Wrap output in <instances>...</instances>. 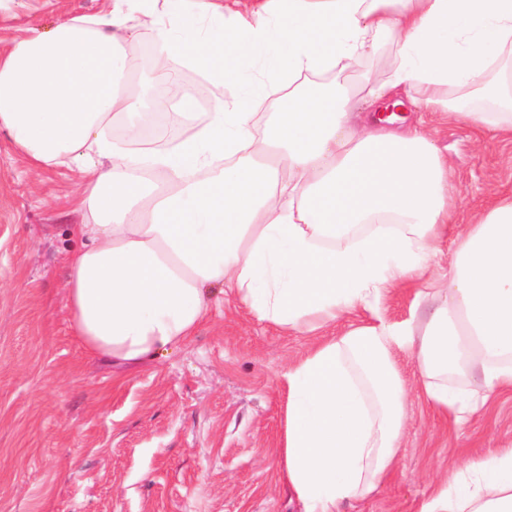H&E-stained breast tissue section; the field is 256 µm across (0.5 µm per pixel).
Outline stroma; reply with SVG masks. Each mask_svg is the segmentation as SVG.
Returning <instances> with one entry per match:
<instances>
[{
    "label": "stroma",
    "instance_id": "stroma-1",
    "mask_svg": "<svg viewBox=\"0 0 512 512\" xmlns=\"http://www.w3.org/2000/svg\"><path fill=\"white\" fill-rule=\"evenodd\" d=\"M112 0H0V50L21 29L53 28ZM396 43L378 37L345 70L312 76L365 96L397 64ZM172 83L161 111L188 91L204 101L224 90L167 60ZM451 172L457 223L512 196V142L477 137L465 124L406 109ZM87 174H33L0 133V512H298L278 479L286 392L282 374L314 342L366 322L358 313L316 336L256 323L225 298L185 348L155 364L118 371L93 358L68 327L63 288L71 201ZM447 261L416 283L393 288L386 321L410 318L418 291L446 287ZM409 396L395 470L343 512H418L431 485L489 448H512V395L491 397L463 430L428 404L414 354L394 352Z\"/></svg>",
    "mask_w": 512,
    "mask_h": 512
}]
</instances>
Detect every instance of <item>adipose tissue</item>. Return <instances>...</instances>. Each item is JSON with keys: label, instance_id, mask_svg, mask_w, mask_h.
<instances>
[{"label": "adipose tissue", "instance_id": "1", "mask_svg": "<svg viewBox=\"0 0 512 512\" xmlns=\"http://www.w3.org/2000/svg\"><path fill=\"white\" fill-rule=\"evenodd\" d=\"M382 34L400 59L372 105L401 88L412 107L512 138V90L488 78L512 53V0H112L0 53V131L31 170L90 176L64 280L89 353L148 364L195 336L216 293L301 334L369 313L283 373L280 475L303 512H341L394 469L408 399L394 348L415 351L429 403L455 425L512 393V198L461 225L443 253L450 176L430 138L380 126L353 91L302 83L350 66ZM164 58L235 96L159 110ZM133 74L137 94L123 90ZM451 86L489 107L444 96ZM280 91L255 135L256 106ZM442 256L448 285L424 328L387 323L389 288ZM465 471L439 479L419 512H512V448Z\"/></svg>", "mask_w": 512, "mask_h": 512}]
</instances>
